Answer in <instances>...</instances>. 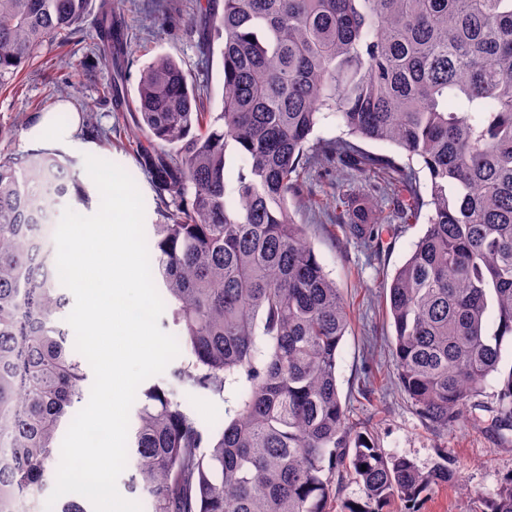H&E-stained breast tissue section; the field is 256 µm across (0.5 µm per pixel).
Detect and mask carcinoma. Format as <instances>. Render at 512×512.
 Instances as JSON below:
<instances>
[{"mask_svg":"<svg viewBox=\"0 0 512 512\" xmlns=\"http://www.w3.org/2000/svg\"><path fill=\"white\" fill-rule=\"evenodd\" d=\"M88 4L0 0V89L47 43L69 40ZM94 26L107 96L144 137L139 165L158 201L151 273L185 354L140 394L131 487L152 512H327L354 482L363 500L344 512H382L395 498L416 512L458 475L386 454L350 416L336 381L344 294L288 200L301 198L314 158L391 191L404 223L429 207L386 297L398 380L431 426L479 422L476 398L512 335V0H198L195 32L222 61L218 112L167 56L129 97L125 15L101 0ZM330 116L399 153L314 136ZM69 199L90 195L57 154L0 153V431L13 448L0 459V512L49 489L60 426L84 397L82 362L57 323L67 297L39 242ZM336 221L365 242L395 231L345 194ZM177 385L224 402L219 435ZM494 426L512 430V374ZM56 512L92 510L72 494ZM484 512H512V479Z\"/></svg>","mask_w":512,"mask_h":512,"instance_id":"1","label":"carcinoma"}]
</instances>
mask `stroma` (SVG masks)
<instances>
[{
    "mask_svg": "<svg viewBox=\"0 0 512 512\" xmlns=\"http://www.w3.org/2000/svg\"><path fill=\"white\" fill-rule=\"evenodd\" d=\"M117 2L125 12L132 51L128 90L136 89L147 63L167 55L195 83L208 105L220 110L222 63L217 56L205 59L190 30L195 0ZM165 13L177 17L178 25L161 28L159 20ZM97 43L92 25L83 22L66 45H48L16 83L0 90V151L27 153V127L56 102L71 100L86 130L79 145L66 150V157L80 171L91 152L126 170L142 195L144 222L149 225L157 218L152 182L136 161L135 136L121 113L103 98L110 72L98 60ZM306 181L305 198L292 211L297 223L306 225L319 261L342 289L350 309L351 323L340 346L336 373L341 398L348 401L354 418L372 423L377 443L386 453L407 457L424 471L445 461L464 475L469 495H462L454 485L433 488L419 512H482L485 501L512 478V431L496 430L492 424L499 391L512 375V338L504 337L499 371L479 397V425L465 423L446 430L428 426L398 383L392 351L394 328L382 309L387 283L423 235L425 225H402L397 233L384 237L378 259H371L366 246L337 227L329 199L341 185L370 197V216L393 215V204L383 200L377 189L347 175H331L316 161L311 162ZM368 366L373 369L372 394L365 399L358 395L357 385Z\"/></svg>",
    "mask_w": 512,
    "mask_h": 512,
    "instance_id": "35a3bbf8",
    "label": "stroma"
}]
</instances>
